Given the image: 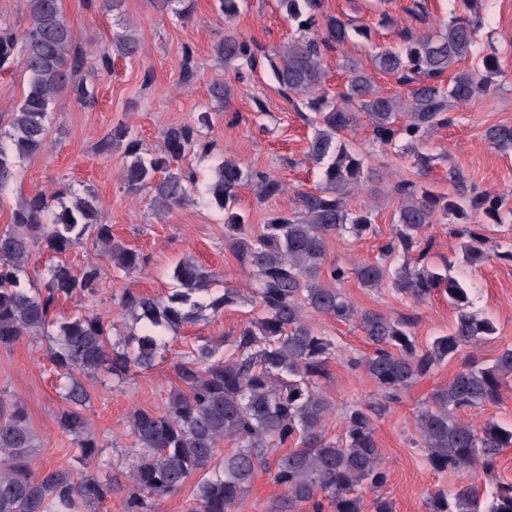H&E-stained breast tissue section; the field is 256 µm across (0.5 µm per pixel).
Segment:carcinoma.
<instances>
[{
    "label": "carcinoma",
    "instance_id": "cac0c4a2",
    "mask_svg": "<svg viewBox=\"0 0 512 512\" xmlns=\"http://www.w3.org/2000/svg\"><path fill=\"white\" fill-rule=\"evenodd\" d=\"M278 2L296 27L287 43L265 51L226 30L213 56L219 64L236 62L251 73L261 68L280 92L304 97L313 112L308 154L319 165L320 184L297 193V208L272 215L257 234L237 210L238 189L254 182L262 202L282 194L284 185L269 172L243 170L232 156L214 168L206 195L224 211V241L250 276L249 301L259 313L236 335L218 341L202 337L183 353L176 365L182 388L173 391L165 411L133 412L126 512H152L150 499L182 489L198 473L204 477L192 490L191 512H234L257 470L265 467L266 455L277 449L282 453L275 458L273 480L285 494L270 512H363L357 488L368 483L380 489L387 481L367 410L349 411L337 440L322 434L330 405L317 381L327 374L333 343L308 322V313L338 320L353 317L344 295L321 280L323 260L330 237L375 231L372 213L347 208L346 199L362 184L375 182L376 172L342 136L363 115L375 143L407 155L414 152L417 163L427 162L417 149L431 130L451 122L449 108L491 93L488 79L461 66L477 43L479 24L455 16L433 33H409L402 43L374 54L371 72L346 60L345 83L333 92L326 88L325 51L340 49L353 35L367 37V27L324 13L321 0ZM152 3L158 11L181 18L191 12V0ZM24 8L27 22L22 30L0 26V65L15 60L27 75L23 98L8 113L11 146L0 142V192L14 183L21 159L46 147L57 97L70 91L83 100L94 91L86 79H77L84 58L63 19L60 0H24ZM113 50L131 58L141 52L140 41L126 28L113 36ZM375 71L408 87L407 94L384 93L375 83ZM209 94L217 106L226 107L233 101L234 87L226 80L215 81ZM207 123L203 115L195 123L167 128L162 133L164 150L158 153L143 148L124 125L112 128L101 147L125 144L126 191L136 196L148 190L162 215L194 201L195 177L181 161L191 151H212L202 135ZM485 137L500 149L509 148L512 127L491 126ZM393 191L400 200L393 235L380 249L381 257L358 263L354 274L367 288H388L414 302L435 295L446 298L454 319L447 334L421 347L409 319L361 315L373 350L350 364L375 382V411L399 402L405 390L464 346L495 333L493 322L474 309L471 285L451 276L448 263L442 269L429 266L432 238L427 232L438 214L465 217L481 212L500 223L503 199L473 191L452 200L409 179L396 183ZM56 200V193L29 198L13 212L10 228L0 233V346L10 348L26 336L50 339L49 361L67 403L57 423L73 436L79 460L90 466L98 443L85 414L91 396L82 379L105 368L120 383L134 369L152 368L166 346L164 333H180L208 309L218 314L240 301L241 294L226 288L207 299L217 274L186 256L173 267L166 296L130 290L122 295L123 311L143 323L138 331L113 339L112 325L97 313L57 316L59 300L98 293L101 270L88 264L76 274L58 261L45 268L39 287L29 288L23 275L34 246L62 254L91 234L125 274L144 268L147 258L138 248L112 240V225L102 223L95 193L74 196L57 213ZM460 238L465 261L481 267L489 259L484 225L462 230ZM222 345L229 354L220 351ZM511 382L512 348H504L489 365L464 362L418 414L430 465L460 476L453 489L428 493L426 512H512V483H499L485 495L469 480L478 467L494 468L503 449L512 447V426L487 419L476 427L457 418L463 410L497 402ZM226 441L234 449L224 454L220 445ZM34 448L35 434L24 407L1 404L0 512H76L80 505L100 503L112 493V482L87 472L74 478L64 469H35Z\"/></svg>",
    "mask_w": 512,
    "mask_h": 512
}]
</instances>
